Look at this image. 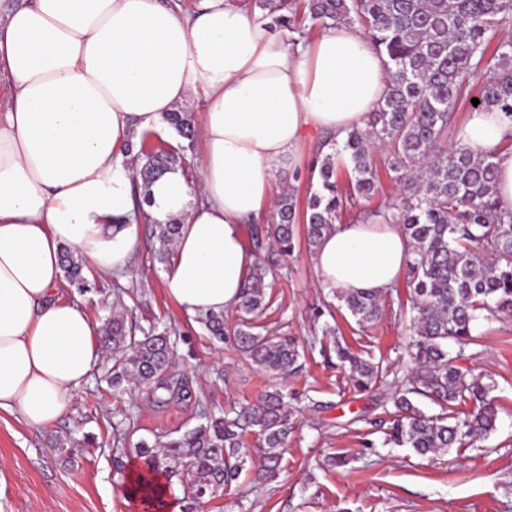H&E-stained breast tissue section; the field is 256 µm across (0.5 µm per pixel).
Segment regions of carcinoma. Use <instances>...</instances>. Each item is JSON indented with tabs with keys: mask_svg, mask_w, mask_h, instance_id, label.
Segmentation results:
<instances>
[{
	"mask_svg": "<svg viewBox=\"0 0 512 512\" xmlns=\"http://www.w3.org/2000/svg\"><path fill=\"white\" fill-rule=\"evenodd\" d=\"M257 20L296 46L319 27L357 24L375 49L386 56L389 93L369 113L365 127L352 129L342 146L332 147L316 162V184L308 187L303 209L288 192L276 205V220L254 229L257 241L267 238L276 255L294 250L298 225H303L309 251L334 228L343 208L371 199L381 186L380 173L402 188L387 197L361 221L398 224L410 246L406 288L409 300L396 314L408 323L412 366L391 382L394 411L386 432L388 445L437 456L451 448L470 447L496 428L498 407L493 382L467 374L455 365L448 342L472 344L479 314L512 315V213L497 207V165L492 154L476 155L462 147L447 148L448 128L463 104L476 98L472 110L494 108L512 117V40H499L512 26V0H252ZM166 121L177 134L194 141L190 112H173ZM385 146L380 161L373 149ZM346 155L352 191L337 184L336 157ZM139 164L132 175L134 192L146 194L153 179L182 164L179 150L148 148L140 140ZM180 224L155 225L158 247L154 258L168 264ZM60 266L73 285L85 287L83 263L64 247ZM275 259L257 258L235 305L236 320L222 314L203 319L212 345L231 336L234 346L259 370L282 376L298 371L301 353L285 334L267 331L263 318L275 303L272 290L279 281ZM334 296L363 331L382 316V298L364 291L335 290ZM173 329L151 323L144 328L115 315L108 320L101 344L112 350L109 384L120 393L133 384L146 391L154 406L165 408L192 398L183 374L173 367ZM331 339L336 359L348 367L358 392L385 383L387 367L373 355L364 358L336 338V327H322ZM423 397L439 407L428 415L415 403ZM286 395L267 391L255 407L234 416L204 413L201 423L165 441L157 438L134 446L143 470L191 489L195 503L232 485L251 468L244 436L259 441L260 476L271 478L281 469L283 453L293 432ZM470 410L459 416V409Z\"/></svg>",
	"mask_w": 512,
	"mask_h": 512,
	"instance_id": "1",
	"label": "carcinoma"
}]
</instances>
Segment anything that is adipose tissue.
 I'll use <instances>...</instances> for the list:
<instances>
[{
  "mask_svg": "<svg viewBox=\"0 0 512 512\" xmlns=\"http://www.w3.org/2000/svg\"><path fill=\"white\" fill-rule=\"evenodd\" d=\"M0 410L32 428L57 421L101 360V332L58 295L70 245L101 272L125 269L135 216L181 222L163 275L188 320L237 304L254 262L242 237L295 168L311 130L365 127L389 92L387 60L356 26L308 45L232 0L193 12L164 0H15L0 17ZM203 98L198 182L169 172L140 204L129 147L168 131L167 113ZM512 119L471 112L456 143L493 154L498 206L512 212ZM408 242L395 224H338L311 257L329 290L387 293Z\"/></svg>",
  "mask_w": 512,
  "mask_h": 512,
  "instance_id": "ef3b65f1",
  "label": "adipose tissue"
}]
</instances>
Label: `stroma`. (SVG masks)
I'll return each instance as SVG.
<instances>
[{"instance_id": "stroma-1", "label": "stroma", "mask_w": 512, "mask_h": 512, "mask_svg": "<svg viewBox=\"0 0 512 512\" xmlns=\"http://www.w3.org/2000/svg\"><path fill=\"white\" fill-rule=\"evenodd\" d=\"M138 236L123 272L102 274L88 266L85 291L67 285L62 291L101 325L119 304L141 324H171L175 366L198 401L157 409L139 390L113 398L105 381L112 366L107 357L59 421L33 429L19 414L0 411V512H138L124 489L134 460L116 454L114 431L126 432L132 444L175 437L199 423L200 411L254 406L274 387L288 392L295 426L278 478L258 482L253 473L243 474L231 488L205 498L198 512H512V317L480 314L477 344H450L463 371L494 380L499 414L480 446L453 448L433 460L385 446L390 387L355 392L346 372L324 360L312 331L334 297L319 286L303 239L295 241L290 275L275 288L278 308L267 318L286 324L305 351L302 370L283 378L257 370L232 345L210 346L202 324L188 322L165 290L151 225H139ZM406 294L404 281H397L384 299L383 317L365 331L346 311L335 313L352 351L370 350L399 376L407 370L410 338L395 310ZM337 455L347 457V465H329Z\"/></svg>"}]
</instances>
